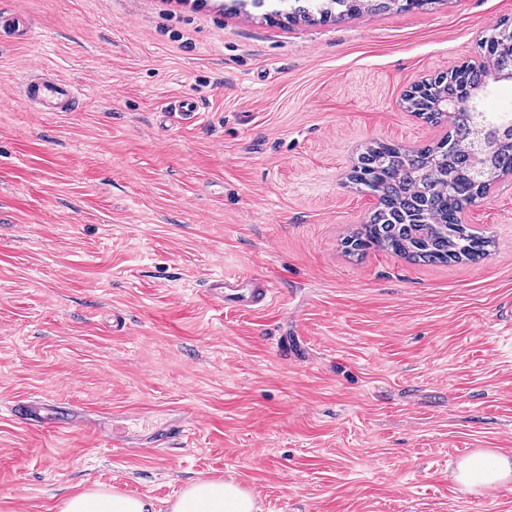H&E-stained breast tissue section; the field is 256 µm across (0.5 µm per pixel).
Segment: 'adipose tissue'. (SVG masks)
Here are the masks:
<instances>
[{
    "label": "adipose tissue",
    "instance_id": "obj_1",
    "mask_svg": "<svg viewBox=\"0 0 512 512\" xmlns=\"http://www.w3.org/2000/svg\"><path fill=\"white\" fill-rule=\"evenodd\" d=\"M453 478L464 490L497 491L512 486V457L479 448L458 461ZM61 512H154L145 498L102 486L68 496ZM170 512H260L254 497L237 483L202 478L190 482L172 502Z\"/></svg>",
    "mask_w": 512,
    "mask_h": 512
}]
</instances>
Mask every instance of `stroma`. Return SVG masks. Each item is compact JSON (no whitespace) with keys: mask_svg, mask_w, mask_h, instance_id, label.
<instances>
[{"mask_svg":"<svg viewBox=\"0 0 512 512\" xmlns=\"http://www.w3.org/2000/svg\"><path fill=\"white\" fill-rule=\"evenodd\" d=\"M232 0H0V512L103 484L155 512L199 478L261 512H512L456 463L512 456V175L462 219L478 261L348 251L377 207L365 147L449 127L421 79L474 59L512 0L289 23ZM77 91L36 112L30 70ZM189 97L198 119L169 112ZM276 287L251 311L214 278ZM72 415L61 435L14 415ZM167 447L125 443L171 417ZM420 100H421L420 105L422 107V109L420 111L423 112L422 114H425L428 112L426 115H424V117H421V118L425 119L429 123H432L434 125L443 124L445 119L446 120L448 118L451 119L452 116H454V114H455L454 104L448 103L447 100L442 99L435 103L423 102V98L421 96H420ZM426 105L430 106V108H428V106H426ZM435 111L445 112V114L448 116H445V115L435 112ZM207 288L208 297L224 307L252 310L263 307L271 300L275 286L267 278L246 275L234 279L214 278Z\"/></svg>","mask_w":512,"mask_h":512,"instance_id":"35a3bbf8","label":"stroma"}]
</instances>
